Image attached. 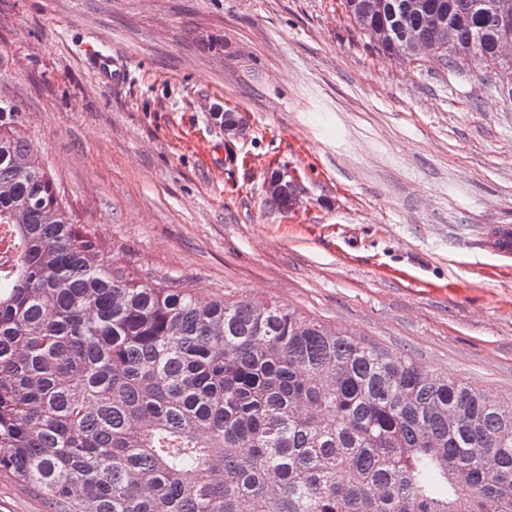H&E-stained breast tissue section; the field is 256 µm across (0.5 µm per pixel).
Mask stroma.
<instances>
[{
	"label": "stroma",
	"mask_w": 512,
	"mask_h": 512,
	"mask_svg": "<svg viewBox=\"0 0 512 512\" xmlns=\"http://www.w3.org/2000/svg\"><path fill=\"white\" fill-rule=\"evenodd\" d=\"M0 97L105 253L512 394V256L487 241L512 91L478 67L381 57L338 0H0Z\"/></svg>",
	"instance_id": "35a3bbf8"
}]
</instances>
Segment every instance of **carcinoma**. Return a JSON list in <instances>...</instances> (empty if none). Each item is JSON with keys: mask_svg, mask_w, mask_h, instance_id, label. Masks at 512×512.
Instances as JSON below:
<instances>
[{"mask_svg": "<svg viewBox=\"0 0 512 512\" xmlns=\"http://www.w3.org/2000/svg\"><path fill=\"white\" fill-rule=\"evenodd\" d=\"M367 2L342 5L383 56L399 30ZM381 2L437 63L512 84L495 0ZM21 126L0 98V225L18 245L0 284V477L52 512H512V396L107 257Z\"/></svg>", "mask_w": 512, "mask_h": 512, "instance_id": "obj_1", "label": "carcinoma"}]
</instances>
